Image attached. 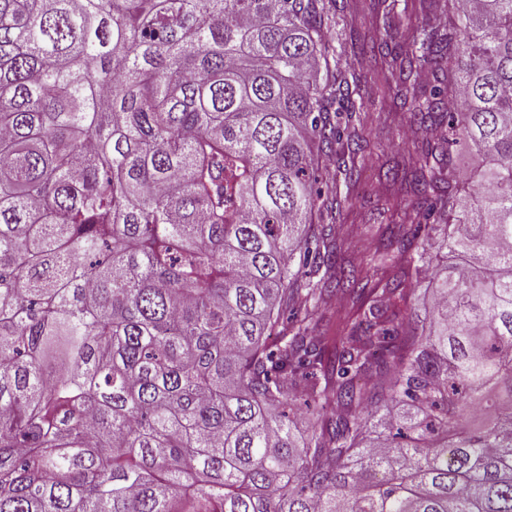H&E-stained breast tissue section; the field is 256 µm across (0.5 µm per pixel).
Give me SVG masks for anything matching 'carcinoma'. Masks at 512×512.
<instances>
[{"label": "carcinoma", "instance_id": "obj_1", "mask_svg": "<svg viewBox=\"0 0 512 512\" xmlns=\"http://www.w3.org/2000/svg\"><path fill=\"white\" fill-rule=\"evenodd\" d=\"M426 2L370 52L433 225L371 288L315 188L362 149L334 0H0V512H512V0Z\"/></svg>", "mask_w": 512, "mask_h": 512}]
</instances>
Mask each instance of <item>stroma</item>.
Instances as JSON below:
<instances>
[{
  "label": "stroma",
  "instance_id": "stroma-1",
  "mask_svg": "<svg viewBox=\"0 0 512 512\" xmlns=\"http://www.w3.org/2000/svg\"><path fill=\"white\" fill-rule=\"evenodd\" d=\"M344 5L340 25L360 43L388 37L401 42L411 29L427 20L423 0H395L399 27L394 31L386 30L378 0H344ZM355 70L368 77L371 89L364 95L359 113L364 148L354 158L357 181L351 185L341 179L336 182V193L342 200L336 221L349 229L343 248L345 267L362 271L385 226L406 223L417 206L404 180L411 174V157L418 152V140L409 134L407 109L401 108L393 92L382 84L384 60H356Z\"/></svg>",
  "mask_w": 512,
  "mask_h": 512
}]
</instances>
